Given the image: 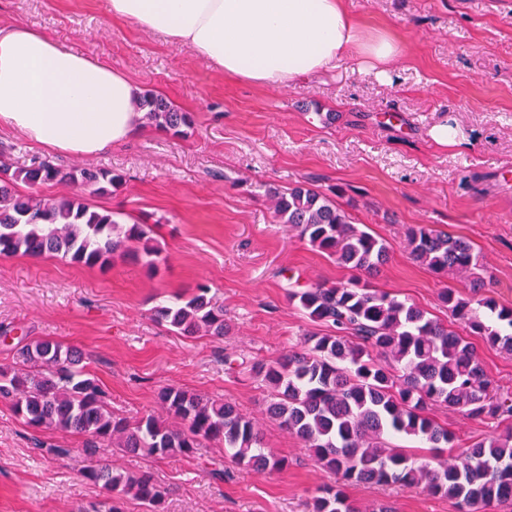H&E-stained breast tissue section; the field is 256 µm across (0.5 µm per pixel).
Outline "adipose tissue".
Masks as SVG:
<instances>
[{
	"label": "adipose tissue",
	"mask_w": 512,
	"mask_h": 512,
	"mask_svg": "<svg viewBox=\"0 0 512 512\" xmlns=\"http://www.w3.org/2000/svg\"><path fill=\"white\" fill-rule=\"evenodd\" d=\"M112 16L188 49L225 75L283 87L349 59L385 75L401 53L345 0H108ZM140 86L23 24L0 28V129L91 159L141 133Z\"/></svg>",
	"instance_id": "obj_1"
}]
</instances>
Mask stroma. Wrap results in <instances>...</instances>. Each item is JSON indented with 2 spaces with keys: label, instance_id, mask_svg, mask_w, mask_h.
I'll list each match as a JSON object with an SVG mask.
<instances>
[{
  "label": "stroma",
  "instance_id": "obj_1",
  "mask_svg": "<svg viewBox=\"0 0 512 512\" xmlns=\"http://www.w3.org/2000/svg\"><path fill=\"white\" fill-rule=\"evenodd\" d=\"M367 29L402 47L386 78L342 62L296 84L259 88L224 76L163 37L112 18L107 0H0V25L21 22L105 59L163 95L194 123L181 137L158 127L92 159L56 156L65 167L91 164L124 175L93 206L123 211L151 226L162 254L156 274L131 257L102 270L44 255L0 257V367L12 365L18 338L81 347L86 368L114 412H157L163 387L235 402L262 419L267 388L248 365L297 348L304 334L327 333L285 296L288 278L338 282L349 269L277 223L264 184L308 182L338 189L354 224L387 240V264L374 288L447 320L445 286L410 259L408 227L427 224L466 237L483 257L491 294L512 307V0H346ZM457 131L438 144L436 127ZM207 285L232 328L216 339H187L154 322V298ZM237 355L227 369L223 352ZM264 444L287 458L279 471L234 464L223 446L201 458H98L151 471L166 487V512H306L316 488L331 483L302 441L269 421ZM63 447L55 456L34 440ZM80 437L35 430L0 398V512H78L102 493L81 470ZM226 470L213 478L214 465ZM360 512L380 503L395 512H457L423 489L353 484Z\"/></svg>",
  "mask_w": 512,
  "mask_h": 512
}]
</instances>
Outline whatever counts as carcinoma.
<instances>
[{
	"label": "carcinoma",
	"mask_w": 512,
	"mask_h": 512,
	"mask_svg": "<svg viewBox=\"0 0 512 512\" xmlns=\"http://www.w3.org/2000/svg\"><path fill=\"white\" fill-rule=\"evenodd\" d=\"M146 118L174 136L192 118L166 98L145 93L137 103ZM124 176L108 169L62 168L50 161L15 167L0 153V255L61 256L86 267L106 268L117 255L145 259L157 270L161 255L152 229L123 224L115 214L84 201L105 194ZM23 183L28 191L21 193ZM73 186L70 196L41 193L47 184ZM278 223L354 272L346 281L292 286L288 301L312 323L332 333H310L299 350L251 364L269 392L265 413L312 449L320 468L336 476L318 490L308 512H359L345 493L348 484L423 487L459 503L461 512H489L512 503V392L500 388L465 337L427 316L420 307L371 286L389 259L390 244L351 223L349 214L326 192L306 184L268 186ZM411 259L443 277H460L469 288L440 292L450 317L470 334L512 355V308L485 292L479 253L464 237L421 224L406 232ZM198 286L187 297L153 308L156 323L188 338L204 332L221 339L230 326L224 306ZM354 336L350 340L347 335ZM77 347L36 341L16 349L14 365L0 368V397L35 428L77 434L84 447L112 445L125 455L193 456L210 443H223L232 462L254 471H275L286 460L263 450V434L232 402L170 385L159 393L161 413L129 419L109 409L107 393L83 365ZM430 404L443 405L472 420L504 426L502 433L472 439L457 455L443 456L456 436L430 418ZM394 434L414 438L435 452L422 460L394 448ZM82 476L99 486L105 501L93 512H124L132 498L144 512H162L167 495L147 470L129 472L93 457Z\"/></svg>",
	"instance_id": "carcinoma-1"
}]
</instances>
